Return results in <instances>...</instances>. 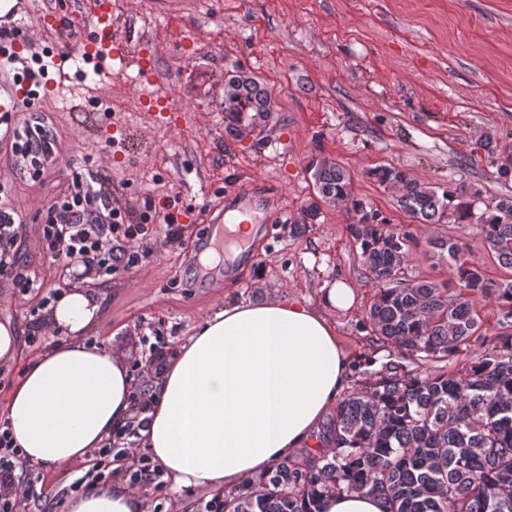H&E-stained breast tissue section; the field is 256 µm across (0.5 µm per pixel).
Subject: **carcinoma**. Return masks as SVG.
I'll list each match as a JSON object with an SVG mask.
<instances>
[{
	"instance_id": "carcinoma-1",
	"label": "carcinoma",
	"mask_w": 512,
	"mask_h": 512,
	"mask_svg": "<svg viewBox=\"0 0 512 512\" xmlns=\"http://www.w3.org/2000/svg\"><path fill=\"white\" fill-rule=\"evenodd\" d=\"M268 88L252 77L224 84V130L268 117ZM395 189L398 206L417 224H476L488 251L512 270V195L482 199L475 187L432 186L394 166L370 172ZM315 189L324 202L343 206L347 231L360 248L369 280L378 286L366 328L381 345L420 357L424 366L387 363L379 379L338 402L328 426L332 442L299 463L283 461L224 495V512H320L329 492H366L384 500L386 512H512V334L495 338L454 371L452 363L481 329L479 298L495 294L512 318V277L486 279L463 244L438 248L452 261L457 291L426 279H408L412 237L380 221L350 193V175L339 164H313ZM484 209L478 210V204Z\"/></svg>"
}]
</instances>
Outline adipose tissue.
<instances>
[{
    "label": "adipose tissue",
    "instance_id": "ef3b65f1",
    "mask_svg": "<svg viewBox=\"0 0 512 512\" xmlns=\"http://www.w3.org/2000/svg\"><path fill=\"white\" fill-rule=\"evenodd\" d=\"M91 276L47 311L60 338L0 396V415L26 463L60 468L88 459L139 418L142 447L173 489L221 494L266 473L299 449L324 444L320 426L349 382L353 362L330 313L355 303L352 285L325 282L315 304L233 302L205 319L169 357L143 410L111 351L87 344L101 319ZM68 512H145L122 484L93 486Z\"/></svg>",
    "mask_w": 512,
    "mask_h": 512
}]
</instances>
